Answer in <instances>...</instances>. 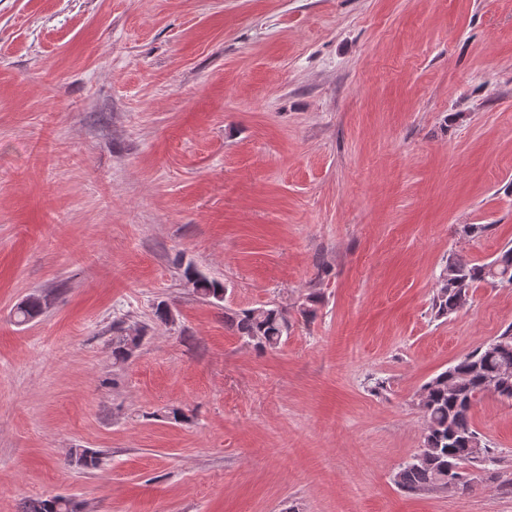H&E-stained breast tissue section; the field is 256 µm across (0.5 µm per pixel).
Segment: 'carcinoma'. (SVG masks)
Wrapping results in <instances>:
<instances>
[{
  "label": "carcinoma",
  "mask_w": 512,
  "mask_h": 512,
  "mask_svg": "<svg viewBox=\"0 0 512 512\" xmlns=\"http://www.w3.org/2000/svg\"><path fill=\"white\" fill-rule=\"evenodd\" d=\"M185 277L194 280L198 290L207 297L224 299V285L217 280L196 278L190 270ZM479 283L493 287H512V246H505L489 263H474L451 254L438 276V288L431 302L437 318L447 317L469 302L470 288ZM42 302L31 297L17 307L18 322L37 315ZM240 337L260 350L277 347L288 335V309L266 304L248 309L231 320ZM497 345L486 344L457 359L444 371L425 383L417 394L422 414V444L418 452L396 472V485L408 494L448 491V470L457 478L455 490L473 491L464 466L469 465L493 476L498 459L488 441L471 421V410L479 398L495 395L512 400V325L495 337ZM140 341L138 336L123 334L116 327L112 337V356L124 362ZM76 464L85 470L100 467L97 451L78 448L72 452ZM22 512H80L74 500L55 495L45 499L27 500Z\"/></svg>",
  "instance_id": "obj_1"
}]
</instances>
